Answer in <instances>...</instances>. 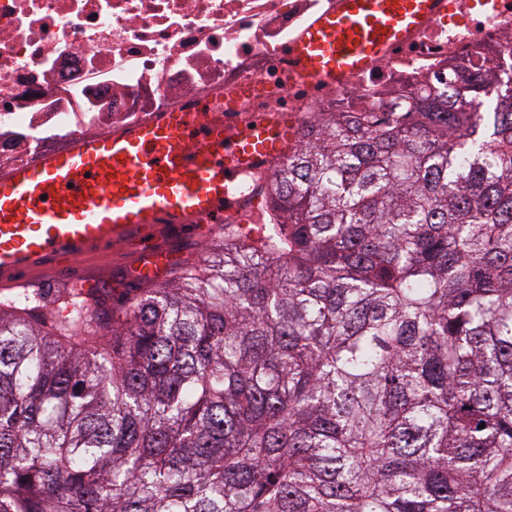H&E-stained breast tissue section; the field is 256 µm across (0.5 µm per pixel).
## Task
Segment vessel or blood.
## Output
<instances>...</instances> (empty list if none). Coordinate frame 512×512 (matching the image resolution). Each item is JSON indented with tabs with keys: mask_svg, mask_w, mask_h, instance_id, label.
I'll use <instances>...</instances> for the list:
<instances>
[{
	"mask_svg": "<svg viewBox=\"0 0 512 512\" xmlns=\"http://www.w3.org/2000/svg\"><path fill=\"white\" fill-rule=\"evenodd\" d=\"M431 0H342L298 46L304 77L333 78L368 68L380 49L423 23ZM288 123L263 120L224 133L220 113L195 105L151 122L83 139L66 151L0 176V288H29L36 273H58L62 294H81L94 277L76 260L117 244L148 240L136 274L163 281L175 264L170 247L151 242L164 224L209 230L238 178L284 152Z\"/></svg>",
	"mask_w": 512,
	"mask_h": 512,
	"instance_id": "b4317fda",
	"label": "vessel or blood"
}]
</instances>
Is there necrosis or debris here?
<instances>
[{
  "label": "necrosis or debris",
  "instance_id": "necrosis-or-debris-1",
  "mask_svg": "<svg viewBox=\"0 0 512 512\" xmlns=\"http://www.w3.org/2000/svg\"><path fill=\"white\" fill-rule=\"evenodd\" d=\"M340 0H0V175L79 138L195 102L227 130L301 126L325 112H378L454 78L512 62V0H434L436 11L367 70L302 79L293 51ZM277 156L224 202L228 224H261Z\"/></svg>",
  "mask_w": 512,
  "mask_h": 512
}]
</instances>
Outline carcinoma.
I'll return each instance as SVG.
<instances>
[{"label":"carcinoma","instance_id":"cac0c4a2","mask_svg":"<svg viewBox=\"0 0 512 512\" xmlns=\"http://www.w3.org/2000/svg\"><path fill=\"white\" fill-rule=\"evenodd\" d=\"M161 288L0 298V512H512V75L330 112Z\"/></svg>","mask_w":512,"mask_h":512}]
</instances>
